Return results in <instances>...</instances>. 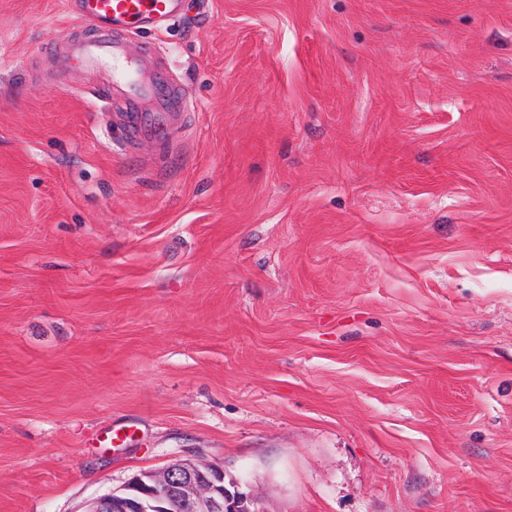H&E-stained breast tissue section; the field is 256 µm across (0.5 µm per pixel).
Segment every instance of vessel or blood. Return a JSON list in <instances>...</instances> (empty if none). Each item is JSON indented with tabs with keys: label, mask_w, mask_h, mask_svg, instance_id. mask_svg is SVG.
Returning <instances> with one entry per match:
<instances>
[{
	"label": "vessel or blood",
	"mask_w": 512,
	"mask_h": 512,
	"mask_svg": "<svg viewBox=\"0 0 512 512\" xmlns=\"http://www.w3.org/2000/svg\"><path fill=\"white\" fill-rule=\"evenodd\" d=\"M67 4L72 15L101 31L97 38L72 43L71 59L108 90L119 91L130 137L152 140L158 150H165L182 107L176 97L161 95L154 77L141 71L127 44L111 32L168 24L178 15L180 0H67Z\"/></svg>",
	"instance_id": "obj_1"
}]
</instances>
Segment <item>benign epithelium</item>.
<instances>
[{
	"instance_id": "benign-epithelium-1",
	"label": "benign epithelium",
	"mask_w": 512,
	"mask_h": 512,
	"mask_svg": "<svg viewBox=\"0 0 512 512\" xmlns=\"http://www.w3.org/2000/svg\"><path fill=\"white\" fill-rule=\"evenodd\" d=\"M86 512H258L254 501L224 486V470L173 464L144 471L123 488L97 498Z\"/></svg>"
}]
</instances>
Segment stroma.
<instances>
[{
	"mask_svg": "<svg viewBox=\"0 0 512 512\" xmlns=\"http://www.w3.org/2000/svg\"><path fill=\"white\" fill-rule=\"evenodd\" d=\"M0 0V512L222 468L259 512H512V0H182L127 140ZM120 439L103 444L107 431Z\"/></svg>",
	"mask_w": 512,
	"mask_h": 512,
	"instance_id": "stroma-1",
	"label": "stroma"
}]
</instances>
